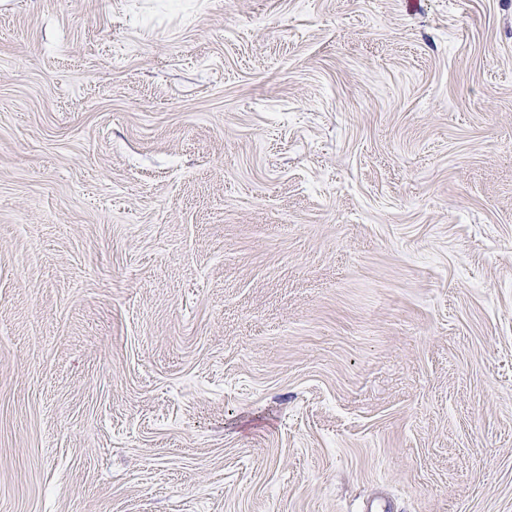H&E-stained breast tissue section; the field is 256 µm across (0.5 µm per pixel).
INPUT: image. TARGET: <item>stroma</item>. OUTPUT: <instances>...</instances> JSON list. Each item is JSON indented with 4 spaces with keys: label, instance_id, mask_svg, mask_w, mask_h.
I'll use <instances>...</instances> for the list:
<instances>
[{
    "label": "stroma",
    "instance_id": "stroma-1",
    "mask_svg": "<svg viewBox=\"0 0 512 512\" xmlns=\"http://www.w3.org/2000/svg\"><path fill=\"white\" fill-rule=\"evenodd\" d=\"M512 512V0H0V512Z\"/></svg>",
    "mask_w": 512,
    "mask_h": 512
}]
</instances>
